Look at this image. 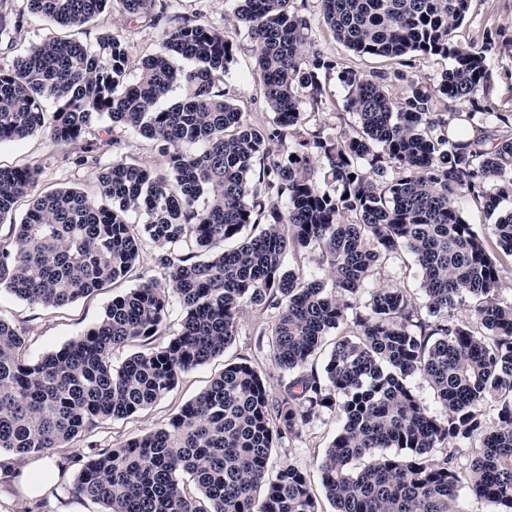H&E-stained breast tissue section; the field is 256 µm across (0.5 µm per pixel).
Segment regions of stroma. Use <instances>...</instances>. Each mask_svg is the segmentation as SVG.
Here are the masks:
<instances>
[{"mask_svg": "<svg viewBox=\"0 0 512 512\" xmlns=\"http://www.w3.org/2000/svg\"><path fill=\"white\" fill-rule=\"evenodd\" d=\"M300 11L311 23L316 47L335 57L342 66L367 72L396 69V60L376 56L360 57L336 42L323 25L314 0H306ZM169 12L173 15L198 17L205 24L223 30L228 38L242 45L244 34L238 29L232 0H171ZM0 13L23 19L18 30L12 31L9 38L0 40L2 70L11 68L14 59L32 45L63 33L62 28L31 16L27 0H0ZM163 30V25H155L145 19L130 20L114 8L102 15L98 25L88 28L82 39L92 43L100 33L119 34L127 43L132 57L137 59L153 52L162 39ZM487 30L492 32L496 40L512 41V0H471L468 16L456 30L455 39L463 45L476 43ZM488 68L490 86L478 92L479 104L490 110L512 107V51L491 55ZM224 81L236 98L246 122L262 124L269 120L270 115L263 107V86L255 60L248 49L242 46L236 52L235 61L225 74ZM108 137L116 139V146L105 145L104 140ZM89 139L98 145V161L94 164H77L76 146L54 142L49 135L39 133L23 140L0 143V166L29 165L39 170L40 188L72 187L92 195L97 191V176L102 166L112 161L133 160L151 168L159 167L161 163L152 141L122 128L115 127L107 133L97 127L92 129ZM387 284L410 288L415 304L423 305L420 278L409 254L381 261L376 266L368 281L369 287L377 288ZM115 294V288L110 287L63 308L54 309L29 304L1 291L0 318L26 332L27 355L35 360L92 327L101 319ZM271 321L270 313L252 307L245 308L238 320L236 336L223 356L183 375L177 387L166 397L136 415L101 424L73 445V453H88L93 445L113 448L130 437L163 426L185 402L204 391L228 364L250 363L267 379L272 393H279L288 382V374L272 360L268 347L259 342L262 335L268 334ZM337 426L335 413L323 411L319 418L305 427L301 440L284 443L273 450L271 464L278 466L288 461L293 462L311 473L313 490H320V478L316 474L317 462L333 438ZM74 477V467H67L63 475L53 476L50 484L41 488L39 496L32 498L25 494L24 483L1 475L0 512H100L98 504L72 497L69 489Z\"/></svg>", "mask_w": 512, "mask_h": 512, "instance_id": "stroma-1", "label": "stroma"}]
</instances>
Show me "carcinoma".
Listing matches in <instances>:
<instances>
[{
	"mask_svg": "<svg viewBox=\"0 0 512 512\" xmlns=\"http://www.w3.org/2000/svg\"><path fill=\"white\" fill-rule=\"evenodd\" d=\"M27 2L79 34L110 5L154 24L168 10L167 0ZM233 2L271 115L262 126L244 122L224 88L237 46L195 16L175 18L133 84L127 44L109 32L92 46L46 39L0 71V142L46 131L77 143L107 119L153 141L165 164L157 172L116 160L97 198L71 187L38 194V169L0 167V223L11 229L0 237V291L64 307L129 278L148 241L163 248L164 270L36 361L25 357L24 332L0 318V452L65 451L137 414L224 354L252 306L274 315L267 342L292 374L284 392L272 394L252 365L231 364L164 427L116 448L89 446L72 495L102 512H319L308 473L292 463L273 473L269 459L334 409L339 427L317 465L334 512H465L464 490L512 512V302L495 294L499 255L512 257V211L480 234L458 206L467 197L493 212L512 197V132L492 134L512 129V108L490 114L475 100L501 46L490 33L478 47L454 42L470 0H315L357 56L401 59L399 70L366 74L314 48L296 0ZM417 55L449 66L429 80L411 75ZM333 71L356 124L330 134L305 115L332 103L321 75ZM395 80L405 82L397 97ZM177 87L181 100L158 107ZM23 198L32 205L17 221ZM313 242L324 278L287 265ZM403 251L418 267L422 308L401 285L365 287L381 259ZM468 299V318L457 317L453 307ZM174 301L180 329L157 344ZM343 325L353 334L336 340L323 373L307 370ZM133 342L149 349L112 365V352ZM417 374L444 418L413 392ZM488 400L497 403L491 422ZM462 445L474 448L465 464Z\"/></svg>",
	"mask_w": 512,
	"mask_h": 512,
	"instance_id": "1",
	"label": "carcinoma"
}]
</instances>
